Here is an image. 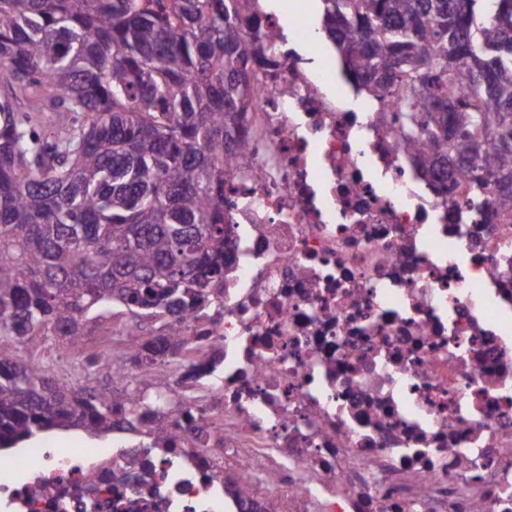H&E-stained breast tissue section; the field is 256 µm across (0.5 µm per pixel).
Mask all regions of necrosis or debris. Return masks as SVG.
I'll list each match as a JSON object with an SVG mask.
<instances>
[{"instance_id": "obj_1", "label": "necrosis or debris", "mask_w": 512, "mask_h": 512, "mask_svg": "<svg viewBox=\"0 0 512 512\" xmlns=\"http://www.w3.org/2000/svg\"><path fill=\"white\" fill-rule=\"evenodd\" d=\"M311 17L246 28L276 62L228 166L224 305L171 323L202 351L159 379L180 411L1 456L0 512H512V202L419 178L397 94L347 103Z\"/></svg>"}]
</instances>
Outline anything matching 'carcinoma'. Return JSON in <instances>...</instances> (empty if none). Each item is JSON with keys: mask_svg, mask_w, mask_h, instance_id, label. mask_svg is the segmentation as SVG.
Returning a JSON list of instances; mask_svg holds the SVG:
<instances>
[{"mask_svg": "<svg viewBox=\"0 0 512 512\" xmlns=\"http://www.w3.org/2000/svg\"><path fill=\"white\" fill-rule=\"evenodd\" d=\"M343 72L400 92L419 174L482 173L512 199V0H319ZM244 0H0V449L39 432L130 428L153 397L75 389L18 360L38 336L84 344L122 305L167 320L224 304L233 239L224 161L248 144ZM427 101L426 129L414 112ZM173 334L121 355L152 385Z\"/></svg>", "mask_w": 512, "mask_h": 512, "instance_id": "carcinoma-1", "label": "carcinoma"}]
</instances>
